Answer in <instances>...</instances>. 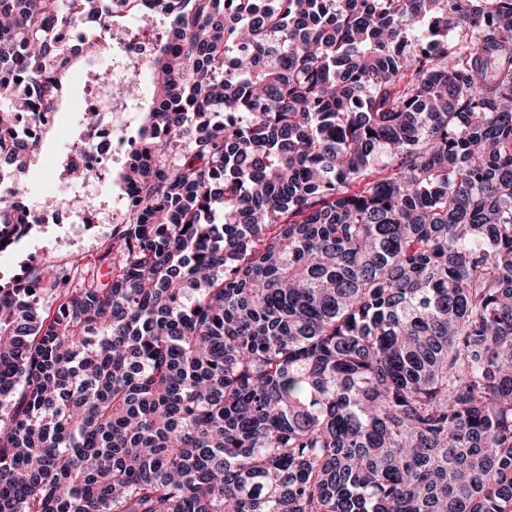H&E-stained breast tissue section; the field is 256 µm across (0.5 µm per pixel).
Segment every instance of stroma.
I'll return each instance as SVG.
<instances>
[{
    "label": "stroma",
    "mask_w": 512,
    "mask_h": 512,
    "mask_svg": "<svg viewBox=\"0 0 512 512\" xmlns=\"http://www.w3.org/2000/svg\"><path fill=\"white\" fill-rule=\"evenodd\" d=\"M125 61L113 49L112 41H105L94 67L76 63L73 72L63 83L61 105L56 122L49 130L42 150L23 176V201L30 207L50 195L64 198L66 206L79 210L83 201L94 200L98 210L95 227L51 223L35 228L17 246L16 250L0 253V279L7 281L23 272L25 262L50 255L60 269L87 265L107 279L109 267L100 257L107 247L114 225L112 223V196L98 194L94 184L70 183L63 164L70 146L78 139L80 127L76 122V105L87 96L106 97L104 87L93 85L94 69H119Z\"/></svg>",
    "instance_id": "35a3bbf8"
}]
</instances>
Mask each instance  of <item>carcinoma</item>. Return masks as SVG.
I'll return each mask as SVG.
<instances>
[{
    "label": "carcinoma",
    "instance_id": "cac0c4a2",
    "mask_svg": "<svg viewBox=\"0 0 512 512\" xmlns=\"http://www.w3.org/2000/svg\"><path fill=\"white\" fill-rule=\"evenodd\" d=\"M128 2L0 0V253ZM143 2L108 281L0 283V512H512V0ZM53 122L54 113H44L37 122H33L28 115L20 114L17 132L27 141H41L44 131Z\"/></svg>",
    "mask_w": 512,
    "mask_h": 512
}]
</instances>
